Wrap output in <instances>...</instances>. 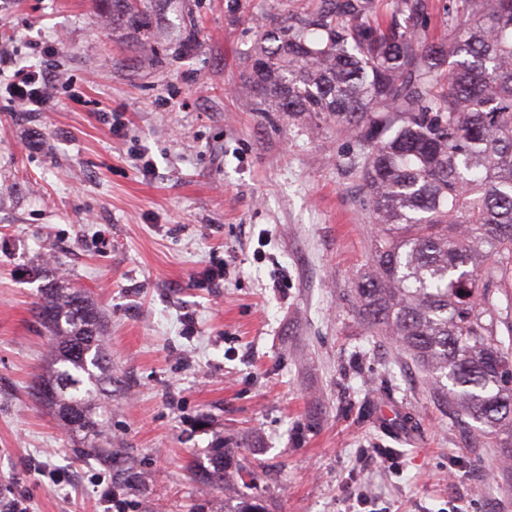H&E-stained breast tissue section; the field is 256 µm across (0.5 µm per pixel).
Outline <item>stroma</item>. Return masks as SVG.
Listing matches in <instances>:
<instances>
[{"instance_id":"35a3bbf8","label":"stroma","mask_w":512,"mask_h":512,"mask_svg":"<svg viewBox=\"0 0 512 512\" xmlns=\"http://www.w3.org/2000/svg\"><path fill=\"white\" fill-rule=\"evenodd\" d=\"M293 7L150 0L152 57L107 0H0V489L28 512H351L362 492L373 512H512L492 449L349 311L371 235L354 141L236 92L253 16ZM31 64L68 80L53 111L7 102ZM217 260L223 283L201 287ZM59 271L108 320V462L32 396L48 351L33 308ZM219 441L243 448L253 485L200 480Z\"/></svg>"}]
</instances>
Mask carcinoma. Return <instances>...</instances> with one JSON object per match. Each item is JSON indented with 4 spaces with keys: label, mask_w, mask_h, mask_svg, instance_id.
Segmentation results:
<instances>
[{
    "label": "carcinoma",
    "mask_w": 512,
    "mask_h": 512,
    "mask_svg": "<svg viewBox=\"0 0 512 512\" xmlns=\"http://www.w3.org/2000/svg\"><path fill=\"white\" fill-rule=\"evenodd\" d=\"M142 36L144 0H110ZM317 0L258 25L242 92L262 112L351 137L374 232L351 312L427 376L473 447L512 479V0H451L448 38L417 27L426 0ZM35 314L51 336L33 391L78 451L112 461L102 399L112 392L104 315L58 276ZM257 472L220 445L201 477L223 487Z\"/></svg>",
    "instance_id": "1"
}]
</instances>
